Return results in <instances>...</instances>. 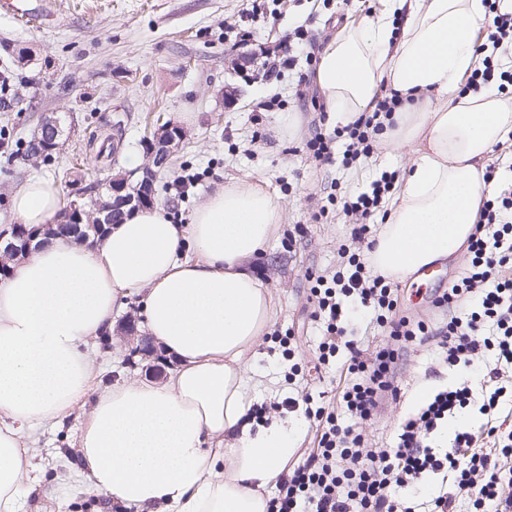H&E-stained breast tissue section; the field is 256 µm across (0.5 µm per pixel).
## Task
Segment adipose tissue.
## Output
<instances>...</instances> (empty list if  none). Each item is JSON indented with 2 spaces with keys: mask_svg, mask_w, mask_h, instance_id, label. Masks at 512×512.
Wrapping results in <instances>:
<instances>
[{
  "mask_svg": "<svg viewBox=\"0 0 512 512\" xmlns=\"http://www.w3.org/2000/svg\"><path fill=\"white\" fill-rule=\"evenodd\" d=\"M403 17L402 32L393 20ZM483 0H383L319 52L316 80L345 125L381 86L405 96L385 137L414 158L370 254L402 280L458 252L476 222L495 146L512 145V95L461 93L479 66ZM63 207L52 181L10 198L16 223L40 231ZM284 209L261 182L221 186L175 224L159 207L126 213L94 244L55 237L0 279V512H29L42 471L36 429L80 415L76 475L128 512H268L296 434L247 414L256 393L247 360L270 319L269 288L249 268ZM137 297L142 326L176 363L164 381L101 387L88 349Z\"/></svg>",
  "mask_w": 512,
  "mask_h": 512,
  "instance_id": "adipose-tissue-1",
  "label": "adipose tissue"
}]
</instances>
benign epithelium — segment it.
<instances>
[{
    "label": "benign epithelium",
    "mask_w": 512,
    "mask_h": 512,
    "mask_svg": "<svg viewBox=\"0 0 512 512\" xmlns=\"http://www.w3.org/2000/svg\"><path fill=\"white\" fill-rule=\"evenodd\" d=\"M60 133V121L57 118L47 119L41 125V133L34 136L35 148L32 156L36 159H48L59 149L57 142ZM185 139L182 129H173L170 123L162 124L145 140V152L148 163L142 168V174L138 178V184L129 185V179L125 177H111L106 182L110 193V200L97 205L91 214H86L83 204V195H76L71 201L70 207L60 220L61 229L64 232L71 230L73 225L89 223L100 233L104 225L111 223L112 213L115 211H132L153 203L155 195V182L159 171L165 166L169 156L178 151ZM37 233L29 231L26 236L19 237L16 234L5 237L0 234V246L7 254L15 256L21 252L32 250V245Z\"/></svg>",
    "instance_id": "obj_1"
}]
</instances>
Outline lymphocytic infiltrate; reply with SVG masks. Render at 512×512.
Here are the masks:
<instances>
[{
	"label": "lymphocytic infiltrate",
	"mask_w": 512,
	"mask_h": 512,
	"mask_svg": "<svg viewBox=\"0 0 512 512\" xmlns=\"http://www.w3.org/2000/svg\"><path fill=\"white\" fill-rule=\"evenodd\" d=\"M483 2L491 32L475 44L482 65L467 77L463 89L494 86L506 91L512 89V66L504 62L512 54V11L502 10L500 0ZM403 104L395 90L374 98L355 121L315 134L304 148L319 162L342 151L344 165H353L373 154L386 120ZM396 183L395 173H382L365 190L329 194L318 211L323 217L330 207L339 206L350 226L353 248L338 269L330 276L309 278L312 319L323 331L318 364L333 367L340 350H347L349 382L336 401L312 411L317 447L282 479L271 500L273 512H456L463 499L473 512H512V428L493 420L512 396V384L500 381L503 368L512 367V187L483 197L468 239L465 272L433 300L444 310L470 302V313L432 323L402 315L396 286L368 261L375 245L373 219ZM348 298L359 301L392 345L369 351L348 338ZM432 339L443 349L445 363L466 371L483 354L495 356L497 366L487 373L493 388L480 407L485 425L456 430L452 449L431 446V436L470 403L469 388L462 382L430 395L399 425L392 447L364 453L365 436L358 423L373 415L382 393L398 395L392 374L401 349ZM439 473L450 476L452 491L432 493L416 505L393 493Z\"/></svg>",
	"instance_id": "f902f5d3"
}]
</instances>
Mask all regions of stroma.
I'll return each instance as SVG.
<instances>
[{
    "mask_svg": "<svg viewBox=\"0 0 512 512\" xmlns=\"http://www.w3.org/2000/svg\"><path fill=\"white\" fill-rule=\"evenodd\" d=\"M43 23H24L0 13V74L10 79L0 119L9 118L14 136L30 139L51 114L72 116L74 128L50 161L10 154L0 148V225L11 221L12 191L28 178L52 180L63 200L74 193L104 194L116 169L101 156L115 122L124 130L120 157L144 154L143 138L157 121H171L186 132L179 153L160 175L155 202L173 223L186 224L194 209L216 187L264 179L281 201L285 217L276 238L254 261V272L274 294L269 331L292 330L295 357L286 360L273 340H261L250 362L257 375L274 382L261 392L268 405L311 394L314 406L332 401L345 379L341 368L315 369L320 328L311 319L307 273L328 274L349 244L343 215L319 223L314 212L334 190L355 192L385 171H403L387 143L356 166L340 158L318 164L300 152L302 142L333 123L314 82L312 58L347 23L378 11L382 0H52ZM306 45L292 66L270 77L262 49L277 45L294 28ZM237 90L226 102L225 87ZM273 101L263 111L259 102ZM201 174L187 197L170 185L182 174ZM136 341L113 335L97 345L94 358L106 370L104 384L149 377L153 359ZM303 371L289 377L291 363ZM459 378L432 343L405 349L396 370L399 396L380 404L359 428L369 450L390 447L398 424L416 409L420 392H434ZM79 420L40 428L34 437L36 461L44 469L31 508L47 512H124L93 490L73 497L62 468L78 467Z\"/></svg>",
    "mask_w": 512,
    "mask_h": 512,
    "instance_id": "stroma-1",
    "label": "stroma"
}]
</instances>
